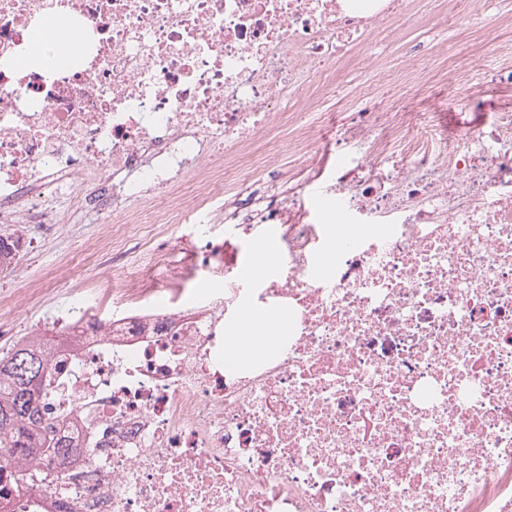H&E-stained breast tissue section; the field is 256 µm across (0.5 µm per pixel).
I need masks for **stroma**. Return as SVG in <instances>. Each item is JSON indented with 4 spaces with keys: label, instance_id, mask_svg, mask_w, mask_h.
I'll use <instances>...</instances> for the list:
<instances>
[{
    "label": "stroma",
    "instance_id": "1",
    "mask_svg": "<svg viewBox=\"0 0 512 512\" xmlns=\"http://www.w3.org/2000/svg\"><path fill=\"white\" fill-rule=\"evenodd\" d=\"M482 32L464 28L457 22L434 29L430 24L419 23L411 27L406 36L407 43L421 45L424 49L422 63L431 64L440 58L456 59L466 56L473 44L482 41ZM383 66L391 77L378 82L371 78L357 58H350L345 66L349 77L346 87L332 99V120L324 131V146L330 151V162L342 166L346 154L336 139L339 131L351 124L356 114L350 104L358 90H366L370 107L375 112H421L430 95L440 92V85L423 89L412 87L406 80L399 62L398 52L387 53ZM512 104V92L502 90L496 83L492 68L478 70L471 90L462 92L460 97L449 103L440 120L449 137L490 123L499 106ZM303 189L306 197L323 194L318 182L308 178L299 167H292L289 177L275 173L262 174L255 181L225 195L224 207L212 212L210 221L214 224L231 225L236 217L247 216L252 211L263 209L274 199H287L294 189ZM57 233L41 240L34 247L25 249L16 266L0 270V295L28 287L30 280L52 268L61 252L77 249L82 239L92 233L88 224L77 223L68 210H60ZM148 260L147 249H140L129 255L127 261L112 262L106 256H80L79 265L86 279L97 282L101 287L111 285L112 276L143 268ZM72 299L67 292L49 289L33 298L27 308L15 313L0 307V319L13 325L16 333L29 332L32 328L51 327L61 317L67 316Z\"/></svg>",
    "mask_w": 512,
    "mask_h": 512
}]
</instances>
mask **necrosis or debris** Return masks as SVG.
Returning a JSON list of instances; mask_svg holds the SVG:
<instances>
[{
    "label": "necrosis or debris",
    "instance_id": "4bbe7bcc",
    "mask_svg": "<svg viewBox=\"0 0 512 512\" xmlns=\"http://www.w3.org/2000/svg\"><path fill=\"white\" fill-rule=\"evenodd\" d=\"M413 0H0V223L55 230L56 196L94 227L86 250L120 259L164 225L202 247L111 287L78 280L49 348V403L76 454L56 493L0 477V512H512V109L445 139L423 112L361 106L340 139L363 156L335 170L320 102L358 52L377 72L405 47ZM66 16L75 63L26 59ZM282 134L258 154L255 142ZM295 162L329 179L346 220L302 193L241 224L275 234L272 272L249 282L231 239L202 216L230 186ZM283 312L280 348L228 363L243 303Z\"/></svg>",
    "mask_w": 512,
    "mask_h": 512
}]
</instances>
